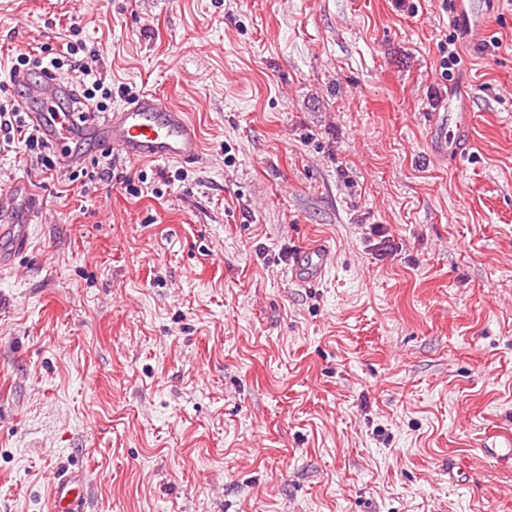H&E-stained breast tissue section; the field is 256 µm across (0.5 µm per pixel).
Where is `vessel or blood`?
Wrapping results in <instances>:
<instances>
[{"label": "vessel or blood", "mask_w": 512, "mask_h": 512, "mask_svg": "<svg viewBox=\"0 0 512 512\" xmlns=\"http://www.w3.org/2000/svg\"><path fill=\"white\" fill-rule=\"evenodd\" d=\"M450 24L461 28L463 41L480 44L489 35L490 10L486 0H455ZM22 87V107L45 141L58 153L63 165L75 167L85 153L110 152L133 162H193L200 159L203 144L197 126L187 113L146 92L100 118L75 119L66 105L76 101L74 83L45 73L17 72L12 76ZM448 134L436 140L432 153L456 157L458 145L470 124L467 98H449L448 112L440 120ZM27 224H0V269H9L28 247ZM330 250L314 246L289 252L287 268L292 278L307 284L331 269ZM50 512H86L87 482L83 470L55 472L49 476Z\"/></svg>", "instance_id": "1"}]
</instances>
